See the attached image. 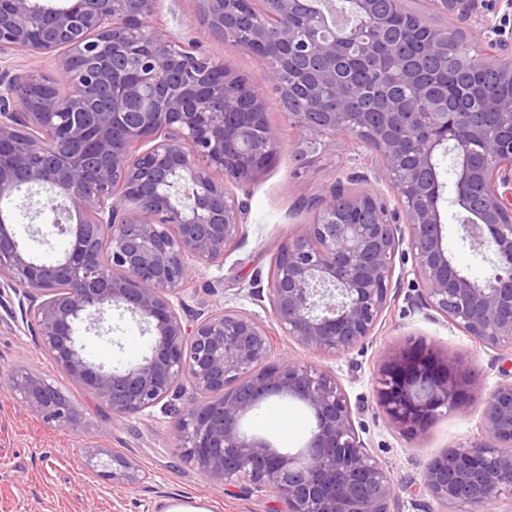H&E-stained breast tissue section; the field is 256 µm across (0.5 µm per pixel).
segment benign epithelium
Segmentation results:
<instances>
[{
	"instance_id": "benign-epithelium-1",
	"label": "benign epithelium",
	"mask_w": 512,
	"mask_h": 512,
	"mask_svg": "<svg viewBox=\"0 0 512 512\" xmlns=\"http://www.w3.org/2000/svg\"><path fill=\"white\" fill-rule=\"evenodd\" d=\"M320 0H201L227 47L246 48L281 91L295 76L288 119L308 160L338 133L346 150L375 155L370 174L337 175L312 199V221L281 245L268 302L283 335L317 352L346 351L371 336L402 272L422 304L484 347L512 352V32L489 21L463 40L495 73L477 109L458 106L437 74L465 63L459 40L437 28L411 55L389 35L385 0H350L363 26L338 25ZM466 17L477 0H428ZM163 0H0V55L56 54L55 75L0 68V199L49 191L65 248L33 258L0 212V276L22 289L41 347L71 381L132 417L191 389L169 432L172 454L208 479L271 489L282 512H391L400 488L368 451L341 383L299 360L269 364L270 332L230 308L188 322L174 299L198 265L221 266L244 236L237 191L257 180L279 147L263 98L224 62L162 35ZM85 61L82 71L71 61ZM448 157L452 184L440 180ZM219 171V182L213 172ZM450 193H445V189ZM466 213L459 239L491 272L477 279L448 246L443 202ZM139 317L149 354L106 370L77 345V324L112 307ZM475 373L432 347L392 349L377 378L390 421L410 436L462 408ZM15 385L26 411L49 423L78 408L43 379ZM288 397L311 412L303 448L280 452L248 432L264 401ZM490 442L461 443L424 467L421 485L448 512H483L512 499V379L480 398ZM86 466L128 486L140 464L84 443Z\"/></svg>"
}]
</instances>
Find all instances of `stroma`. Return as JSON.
I'll return each mask as SVG.
<instances>
[{"label":"stroma","instance_id":"35a3bbf8","mask_svg":"<svg viewBox=\"0 0 512 512\" xmlns=\"http://www.w3.org/2000/svg\"><path fill=\"white\" fill-rule=\"evenodd\" d=\"M162 33L177 42H195L201 51L224 61L243 75L264 98L269 121L278 128L281 146L263 174L250 185L245 200V237L223 266L199 267L179 296L187 313L233 307L256 315L272 326L271 361L298 359L332 374L350 401L355 426L369 451L401 487L394 512H442L441 506L420 489L425 464L448 448L483 438L481 410L467 402L458 412L430 424L418 436L404 435L386 417L377 402L376 380L385 350L405 341L435 347L457 356L477 374L478 392L492 391L512 361L499 359L495 350L479 345L419 303V290L410 280L394 283L388 305L374 333L363 343L336 354L303 347L274 328L268 302L256 293L267 286L271 263L295 225L308 223L303 200L317 193L337 174L368 172L372 154L355 155L335 141L317 159L300 165L293 155L299 131L288 119L280 92L257 59L244 50L228 49L215 37L201 14L199 0H167L158 20ZM17 232L34 256L50 258L64 248L44 212L29 220L16 216ZM79 340L93 361L123 366L144 356L150 345L131 314L112 309L101 331L80 332ZM30 373L57 387L80 409L76 422L57 425L20 407L11 379ZM183 408L182 400L154 407L135 417H116L83 387L69 380L39 345L37 328L21 289L0 277V512H157L164 502H182L205 512H280L276 494L249 492L240 486L210 482L192 465L174 457L168 431ZM286 410L294 428L282 434L270 423L274 411ZM311 426L308 410L289 399L266 403L253 423L255 432L273 436L280 448H297ZM117 451L138 461L148 480L137 487L112 482L84 466V441Z\"/></svg>","mask_w":512,"mask_h":512}]
</instances>
